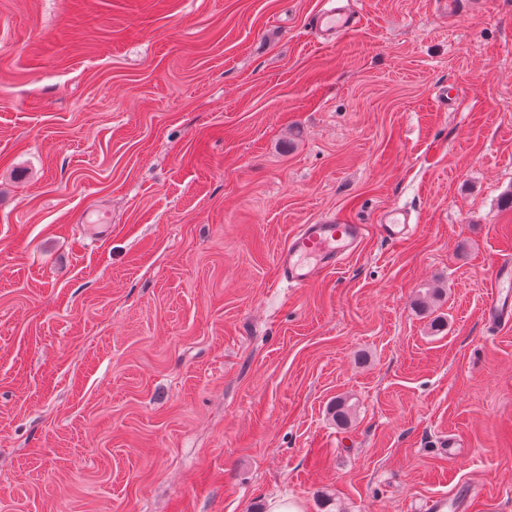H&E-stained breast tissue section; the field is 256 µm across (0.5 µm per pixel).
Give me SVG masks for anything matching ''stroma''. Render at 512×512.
Masks as SVG:
<instances>
[{
  "label": "stroma",
  "mask_w": 512,
  "mask_h": 512,
  "mask_svg": "<svg viewBox=\"0 0 512 512\" xmlns=\"http://www.w3.org/2000/svg\"><path fill=\"white\" fill-rule=\"evenodd\" d=\"M361 2L0 0V512H512V0ZM340 0H327L329 7L323 9L317 17L315 27L320 38L326 44H335L344 36L358 31L363 15L360 11L344 7ZM410 221L409 213L404 208L397 207L385 215L379 227L384 237L400 242L414 230L415 225L410 224ZM364 226L339 215L304 224L278 257L281 279L292 288L314 283L336 269L358 248ZM492 290L483 307V321L490 328L512 326V261L502 259L492 270ZM470 507V494L466 490L461 489L448 497H437L429 505V509L432 512H468Z\"/></svg>",
  "instance_id": "1"
}]
</instances>
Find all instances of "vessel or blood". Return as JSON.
<instances>
[{
	"label": "vessel or blood",
	"instance_id": "vessel-or-blood-1",
	"mask_svg": "<svg viewBox=\"0 0 512 512\" xmlns=\"http://www.w3.org/2000/svg\"><path fill=\"white\" fill-rule=\"evenodd\" d=\"M363 15L351 7L332 0L317 17L315 26L324 43L333 44L358 31ZM414 229L409 213L402 208L390 210L380 230L384 237L399 242ZM364 233L363 225L339 215H332L313 224L302 225L278 257L281 278L293 288L314 283L323 273L337 268L357 249ZM483 320L492 328L512 326V261L495 263L492 290L483 307ZM470 495L460 490L450 496L432 500L431 512H469Z\"/></svg>",
	"mask_w": 512,
	"mask_h": 512
}]
</instances>
